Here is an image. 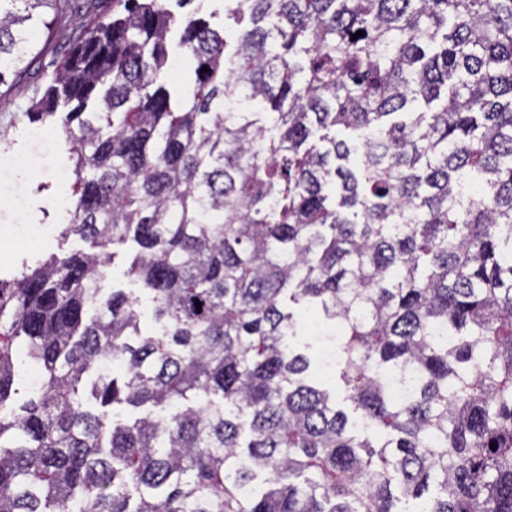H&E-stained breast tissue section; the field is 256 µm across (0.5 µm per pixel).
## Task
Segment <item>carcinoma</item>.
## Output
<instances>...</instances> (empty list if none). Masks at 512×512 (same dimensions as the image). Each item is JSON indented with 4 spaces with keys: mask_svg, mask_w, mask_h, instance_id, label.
I'll return each instance as SVG.
<instances>
[{
    "mask_svg": "<svg viewBox=\"0 0 512 512\" xmlns=\"http://www.w3.org/2000/svg\"><path fill=\"white\" fill-rule=\"evenodd\" d=\"M58 2L0 0V97ZM165 2L73 29L33 102L100 251L0 282V512H512V0H224L232 43ZM296 316L305 332H300L297 336L291 338L292 345L301 352H304L312 359H318L321 356V349L313 336L307 329L308 324L316 322L318 313L312 308H295Z\"/></svg>",
    "mask_w": 512,
    "mask_h": 512,
    "instance_id": "obj_1",
    "label": "carcinoma"
}]
</instances>
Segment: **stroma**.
I'll return each instance as SVG.
<instances>
[{"mask_svg":"<svg viewBox=\"0 0 512 512\" xmlns=\"http://www.w3.org/2000/svg\"><path fill=\"white\" fill-rule=\"evenodd\" d=\"M48 27L32 32L31 40L44 59H63L71 48V30L77 18L48 11ZM47 78L39 63H32L19 75L10 95L0 98V131H6L7 141L0 145V232L19 228L51 225L54 235L48 246L35 251H19L0 261V280H11L22 263L36 265L50 254L91 253V240L73 235L61 238L60 231L67 222L61 199L68 192L67 184L57 181L60 168L70 167V144L62 116L49 122L52 132L49 142L33 137L32 131L40 122L31 114L36 90L45 88Z\"/></svg>","mask_w":512,"mask_h":512,"instance_id":"stroma-1","label":"stroma"}]
</instances>
